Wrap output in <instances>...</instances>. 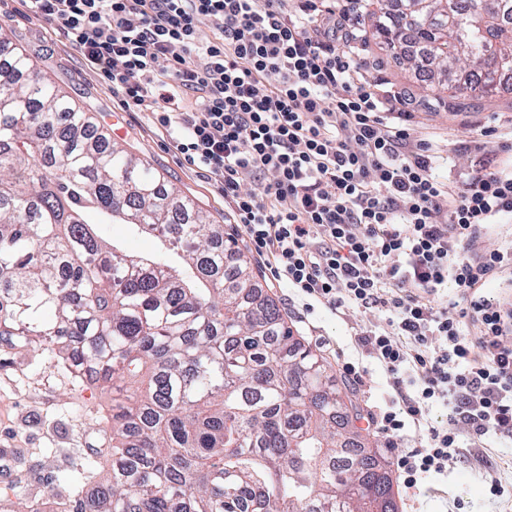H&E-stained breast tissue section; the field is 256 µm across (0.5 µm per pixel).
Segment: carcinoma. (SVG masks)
Returning a JSON list of instances; mask_svg holds the SVG:
<instances>
[{"instance_id": "cac0c4a2", "label": "carcinoma", "mask_w": 512, "mask_h": 512, "mask_svg": "<svg viewBox=\"0 0 512 512\" xmlns=\"http://www.w3.org/2000/svg\"><path fill=\"white\" fill-rule=\"evenodd\" d=\"M372 18L394 58L423 48L437 90L512 75V0H398ZM96 224L163 251L128 252ZM256 278L224 225L95 132L0 26V344L119 392L110 468L94 457L65 493L48 483L51 512H396L382 454L343 437L358 406ZM107 236L132 252L142 255H152L158 249L157 241L148 235L138 234L125 224H107L105 225Z\"/></svg>"}]
</instances>
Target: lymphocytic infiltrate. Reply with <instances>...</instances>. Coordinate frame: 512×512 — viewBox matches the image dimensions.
<instances>
[{
	"label": "lymphocytic infiltrate",
	"mask_w": 512,
	"mask_h": 512,
	"mask_svg": "<svg viewBox=\"0 0 512 512\" xmlns=\"http://www.w3.org/2000/svg\"><path fill=\"white\" fill-rule=\"evenodd\" d=\"M21 3L220 182L276 280L333 311L387 314L356 343L405 399L378 416L386 437L415 431L396 463L405 488L460 449L453 428L432 425L435 405L475 437L512 439V304L484 293L512 274V245H479L512 223L511 142L498 158L475 138L467 173L440 180L401 96L365 81L347 15L316 0ZM204 18L219 38L202 39ZM247 171L268 180L242 192Z\"/></svg>",
	"instance_id": "lymphocytic-infiltrate-1"
}]
</instances>
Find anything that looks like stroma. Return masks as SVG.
Wrapping results in <instances>:
<instances>
[{
  "label": "stroma",
  "mask_w": 512,
  "mask_h": 512,
  "mask_svg": "<svg viewBox=\"0 0 512 512\" xmlns=\"http://www.w3.org/2000/svg\"><path fill=\"white\" fill-rule=\"evenodd\" d=\"M370 25L367 15H359L367 81L406 95L417 127L443 156L437 175L444 178L468 169L470 156L460 145L481 130L494 129L486 148L499 152L504 135L512 129V80L492 95L467 99L460 110L430 105L422 83L392 61L372 38ZM0 27L37 72L49 76L90 111L114 143L149 165L181 196L192 199L214 223L235 225L220 183L187 162L168 134L144 113L127 110L58 31L31 19L20 0H0ZM260 273L263 293L275 300L295 337L326 358L337 384L352 390L362 412L401 410L386 373L355 342L364 325L386 327L384 316L331 312L275 280L270 269L261 268ZM347 362L364 369L362 384L352 385L343 370ZM111 407V388L74 378L51 351L0 347V462L23 478L30 498L43 497L47 478L63 481L75 476L87 458H110L112 441L101 428ZM494 483L500 494L491 492ZM394 492L398 512H512V439L487 435L479 448L451 454L441 472L426 475L417 487L398 486Z\"/></svg>",
  "instance_id": "1"
}]
</instances>
